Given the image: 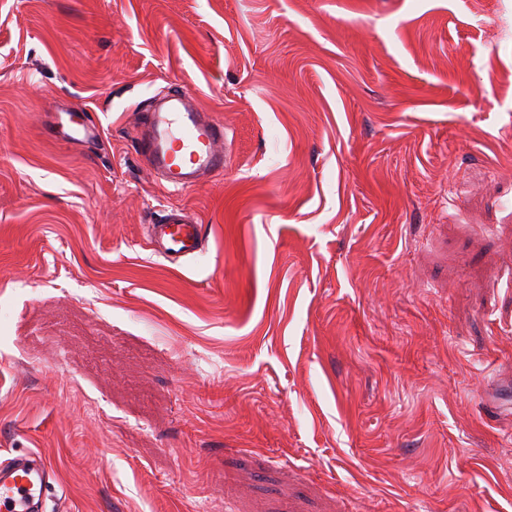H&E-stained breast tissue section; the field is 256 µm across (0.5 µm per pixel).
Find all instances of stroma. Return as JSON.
I'll return each instance as SVG.
<instances>
[{"instance_id":"35a3bbf8","label":"stroma","mask_w":512,"mask_h":512,"mask_svg":"<svg viewBox=\"0 0 512 512\" xmlns=\"http://www.w3.org/2000/svg\"><path fill=\"white\" fill-rule=\"evenodd\" d=\"M174 90L224 127L182 192L137 153ZM167 209L206 239L175 264ZM29 450L47 512H512V0H0ZM155 251L171 262L193 255L202 247V224L179 210H165L157 224L150 225Z\"/></svg>"}]
</instances>
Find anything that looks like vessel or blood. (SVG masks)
Instances as JSON below:
<instances>
[{"label": "vessel or blood", "instance_id": "obj_1", "mask_svg": "<svg viewBox=\"0 0 512 512\" xmlns=\"http://www.w3.org/2000/svg\"><path fill=\"white\" fill-rule=\"evenodd\" d=\"M223 142V125L190 95L176 91L144 112L137 151L168 187L182 191L198 186L202 177L223 172ZM150 238L160 256L175 262L201 249L203 231L185 212L168 210L151 225ZM54 477L51 462L37 451L0 461V512H46Z\"/></svg>", "mask_w": 512, "mask_h": 512}]
</instances>
